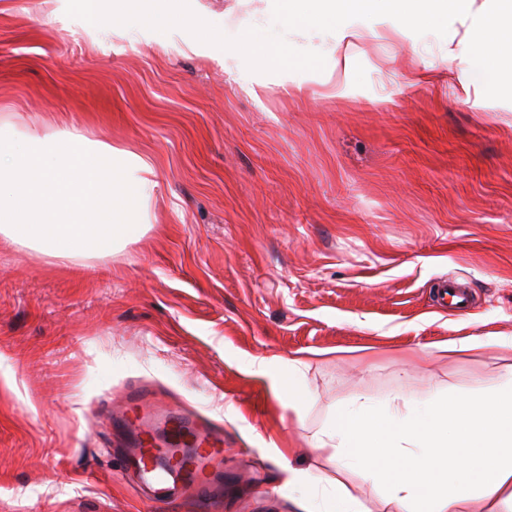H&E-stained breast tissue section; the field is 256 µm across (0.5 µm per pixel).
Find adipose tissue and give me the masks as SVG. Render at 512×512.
Returning <instances> with one entry per match:
<instances>
[{
  "instance_id": "obj_1",
  "label": "adipose tissue",
  "mask_w": 512,
  "mask_h": 512,
  "mask_svg": "<svg viewBox=\"0 0 512 512\" xmlns=\"http://www.w3.org/2000/svg\"><path fill=\"white\" fill-rule=\"evenodd\" d=\"M153 174L142 155L73 129L0 128V237L62 262L119 252L151 227ZM478 391L356 399L314 447L382 488L391 512L512 508V371Z\"/></svg>"
}]
</instances>
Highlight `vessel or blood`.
<instances>
[{"label":"vessel or blood","instance_id":"obj_1","mask_svg":"<svg viewBox=\"0 0 512 512\" xmlns=\"http://www.w3.org/2000/svg\"><path fill=\"white\" fill-rule=\"evenodd\" d=\"M120 437L134 438L126 466L138 479L153 512L190 498L195 512H208L211 489L224 476V429L186 410L129 389L123 409L102 412Z\"/></svg>","mask_w":512,"mask_h":512}]
</instances>
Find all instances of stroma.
Instances as JSON below:
<instances>
[{
	"label": "stroma",
	"mask_w": 512,
	"mask_h": 512,
	"mask_svg": "<svg viewBox=\"0 0 512 512\" xmlns=\"http://www.w3.org/2000/svg\"><path fill=\"white\" fill-rule=\"evenodd\" d=\"M489 3L443 37L389 17L346 42L291 31L324 70L266 74L180 28L91 33L66 0H0V121L123 145L157 182L152 228L121 252L63 265L0 241V512H145L97 416L132 386L223 424L237 493L214 512H324L336 479L389 512L314 450L332 412L512 368V102L484 97L467 55ZM190 6L232 36L268 27L263 0ZM444 280L468 312L437 301ZM469 336L502 343L438 349ZM297 357L300 416L272 391Z\"/></svg>",
	"instance_id": "1"
}]
</instances>
